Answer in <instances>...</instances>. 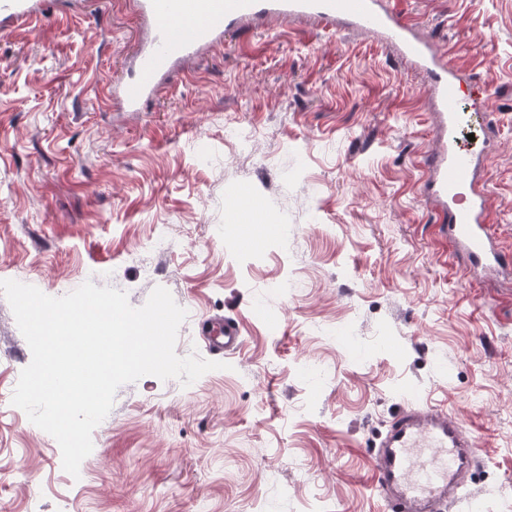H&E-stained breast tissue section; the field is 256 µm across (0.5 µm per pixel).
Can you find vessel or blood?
Here are the masks:
<instances>
[{
	"label": "vessel or blood",
	"instance_id": "obj_1",
	"mask_svg": "<svg viewBox=\"0 0 512 512\" xmlns=\"http://www.w3.org/2000/svg\"><path fill=\"white\" fill-rule=\"evenodd\" d=\"M42 6V0H0V22H24ZM133 8L142 34L128 62V78L112 86V106L128 118L225 36L263 22L301 20L318 28L340 23L380 38L427 83L437 122L423 192L454 254L483 270L506 269L479 183L482 155L459 142L465 121L459 104L473 78L417 25L405 21L391 0H133ZM201 337L214 355L242 345L239 326L230 318L210 320ZM476 456L469 432L447 411L411 402L372 451L374 484L390 512H440L441 505L470 496L468 478Z\"/></svg>",
	"mask_w": 512,
	"mask_h": 512
}]
</instances>
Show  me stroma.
I'll use <instances>...</instances> for the list:
<instances>
[{
  "label": "stroma",
  "instance_id": "35a3bbf8",
  "mask_svg": "<svg viewBox=\"0 0 512 512\" xmlns=\"http://www.w3.org/2000/svg\"><path fill=\"white\" fill-rule=\"evenodd\" d=\"M399 8L485 102L512 257V0ZM139 28L130 0L0 25V280L135 307L161 286L188 312L177 355H205L211 317L243 345L187 387L122 385L74 477L11 403L32 355L0 295V512H386L370 449L417 401L471 431L483 512H512V272L476 277L438 234L422 77L372 36L274 21L122 121L108 90Z\"/></svg>",
  "mask_w": 512,
  "mask_h": 512
}]
</instances>
